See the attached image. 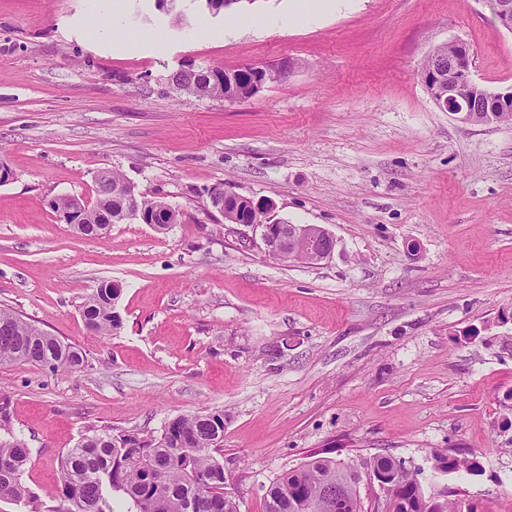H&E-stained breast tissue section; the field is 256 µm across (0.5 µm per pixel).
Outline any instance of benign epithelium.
Listing matches in <instances>:
<instances>
[{"mask_svg":"<svg viewBox=\"0 0 512 512\" xmlns=\"http://www.w3.org/2000/svg\"><path fill=\"white\" fill-rule=\"evenodd\" d=\"M494 13L500 26L512 31V0H494ZM453 53L446 61H438L425 65L420 78L426 89L440 109L450 113L454 118L465 124H477L493 117L492 108L501 110L512 108V89L504 92L485 91L480 97L466 96L462 88L474 86L476 82L471 76L472 58L469 47L462 42L451 43ZM267 66L247 64L241 72L248 75L255 91L264 86L263 72ZM243 196L232 192H224V199L216 200L215 209L224 213V221L232 224L245 225L239 216V209L233 210L225 206V200ZM136 197L128 193L125 197V211L141 219L155 230L163 232L176 222L177 215L167 207H163L147 217L135 206ZM262 239L269 254L282 261H288L297 253L303 252L310 257L311 263L318 264L332 255L336 240L332 234L315 225L288 224L278 220L262 225ZM364 475L367 484L377 485L379 492L370 499V512H390V500L395 496L396 485L389 481V476L380 469H366Z\"/></svg>","mask_w":512,"mask_h":512,"instance_id":"benign-epithelium-1","label":"benign epithelium"}]
</instances>
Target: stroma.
Returning a JSON list of instances; mask_svg holds the SVG:
<instances>
[{"mask_svg":"<svg viewBox=\"0 0 512 512\" xmlns=\"http://www.w3.org/2000/svg\"><path fill=\"white\" fill-rule=\"evenodd\" d=\"M291 0H0V308L80 348L84 366L0 367V408L31 450L28 490L60 484L91 432L159 434L224 414V489L265 512L280 474L315 451L389 455L424 488L512 512V124H464L419 72L470 48L475 80L512 87V32L492 0H360L310 27ZM240 30L229 36L225 21ZM140 32L127 49L96 24ZM283 65L235 103L176 88L187 66ZM119 171L178 211L80 235L50 206L96 200ZM221 188L336 239L316 265L268 255L261 227L225 223ZM122 286L121 326L82 314ZM473 455L476 474L433 455ZM109 283H102L84 304L83 316L87 325L101 334H108L120 325L119 318L112 315V288L116 296L121 295L122 287L113 283L112 288H105Z\"/></svg>","mask_w":512,"mask_h":512,"instance_id":"35a3bbf8","label":"stroma"}]
</instances>
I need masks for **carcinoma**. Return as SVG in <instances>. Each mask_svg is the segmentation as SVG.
Listing matches in <instances>:
<instances>
[{
  "mask_svg": "<svg viewBox=\"0 0 512 512\" xmlns=\"http://www.w3.org/2000/svg\"><path fill=\"white\" fill-rule=\"evenodd\" d=\"M226 68L188 67L176 76L179 90L196 95L207 90L208 97L230 102L252 97L250 81L231 86L224 83ZM131 188L120 173H103L98 181L94 204L77 215L87 226L86 236L94 237L93 227L108 219L117 224L127 220L120 215L124 195ZM250 224L273 221L266 209L242 203ZM112 289L101 284L84 304L87 325L108 334L120 325L112 315ZM30 363L52 370H74L83 365L82 353L57 337L8 310H0V366ZM0 499L27 503L32 499L23 483L31 460L30 449L12 433L7 414L0 415ZM224 441V413L215 411L176 417L165 423L156 437L107 433L86 434L61 460V483L55 497L67 507L49 506L45 512H114L116 496L130 503L128 512H238L236 501L224 495V463L218 457ZM440 469L474 472L475 462L466 457L435 453ZM398 486L392 512H478L475 501L458 498L447 487L425 492L418 473L405 467L391 475ZM344 486V498L330 503L325 496L328 481ZM266 512H363L351 465L317 454L285 472L268 488Z\"/></svg>",
  "mask_w": 512,
  "mask_h": 512,
  "instance_id": "1",
  "label": "carcinoma"
}]
</instances>
